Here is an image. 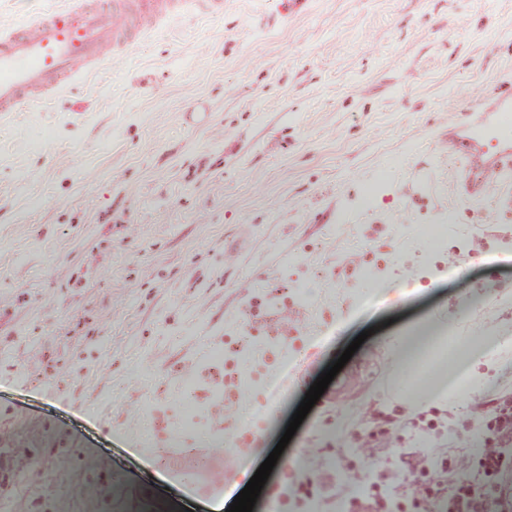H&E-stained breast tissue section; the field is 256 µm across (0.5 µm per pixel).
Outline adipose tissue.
I'll use <instances>...</instances> for the list:
<instances>
[{"mask_svg": "<svg viewBox=\"0 0 512 512\" xmlns=\"http://www.w3.org/2000/svg\"><path fill=\"white\" fill-rule=\"evenodd\" d=\"M429 341V336L406 332L395 343L398 384L420 408L438 407L481 388L485 382L484 369L504 366L502 352L512 347L510 339H494L480 332L473 334L464 339L462 354L444 355L432 362L430 382L422 386L417 375L422 352Z\"/></svg>", "mask_w": 512, "mask_h": 512, "instance_id": "ef3b65f1", "label": "adipose tissue"}]
</instances>
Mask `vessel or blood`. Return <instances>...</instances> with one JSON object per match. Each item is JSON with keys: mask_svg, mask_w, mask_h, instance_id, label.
<instances>
[{"mask_svg": "<svg viewBox=\"0 0 512 512\" xmlns=\"http://www.w3.org/2000/svg\"><path fill=\"white\" fill-rule=\"evenodd\" d=\"M188 8L220 17L224 0H99L93 7L68 0L65 8L0 23V112L56 96L68 82L122 59L144 34ZM472 100L467 117L449 123L441 149L464 162L462 196L486 200L512 174V98L477 91ZM226 443L235 461L249 456L238 437L227 436ZM235 461L213 472V482L233 478Z\"/></svg>", "mask_w": 512, "mask_h": 512, "instance_id": "vessel-or-blood-1", "label": "vessel or blood"}]
</instances>
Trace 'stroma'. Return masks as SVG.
<instances>
[{
  "instance_id": "stroma-1",
  "label": "stroma",
  "mask_w": 512,
  "mask_h": 512,
  "mask_svg": "<svg viewBox=\"0 0 512 512\" xmlns=\"http://www.w3.org/2000/svg\"><path fill=\"white\" fill-rule=\"evenodd\" d=\"M471 87L512 95V0H224L0 117V512H212L207 433L250 434L244 488L359 336L253 512H346L328 479L355 473L356 497L425 512L410 476L434 487L461 454L476 483L512 477V449L494 473L474 451L511 367L426 411L392 383L406 329L512 336V264L491 262L512 179L467 202L439 152Z\"/></svg>"
}]
</instances>
